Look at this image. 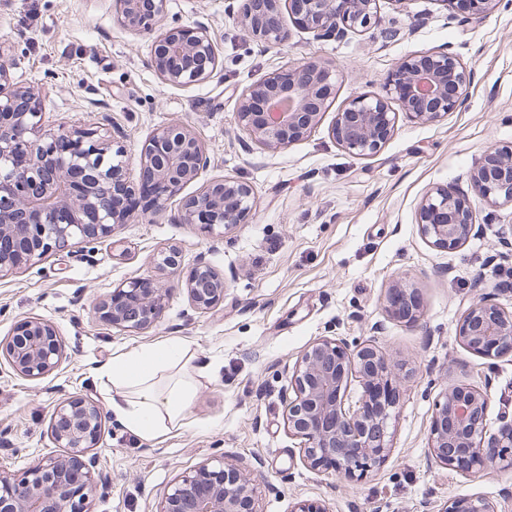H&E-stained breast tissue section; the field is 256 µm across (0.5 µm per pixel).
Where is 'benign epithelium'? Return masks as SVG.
<instances>
[{
	"label": "benign epithelium",
	"mask_w": 512,
	"mask_h": 512,
	"mask_svg": "<svg viewBox=\"0 0 512 512\" xmlns=\"http://www.w3.org/2000/svg\"><path fill=\"white\" fill-rule=\"evenodd\" d=\"M224 13L237 20L248 36L269 46L288 41L283 21L288 10L300 27L317 39L362 32L379 21V0H225ZM467 19H476L495 0H448ZM118 22L136 35L151 37L149 62L163 83L190 87L214 75L219 49L200 23L165 24L167 0H117ZM14 63L0 62V277L51 251L80 247L107 237L112 227L135 216L163 211L185 184L197 180L209 165L202 142L183 122L155 129L139 156L140 176L149 181L151 197L138 214L119 204L133 190L123 177L121 148L97 138L92 128L39 135L42 112L34 94L7 89ZM472 72L450 52L410 54L388 74L382 94H359L336 113L334 141L352 156L379 153L391 136L397 112L434 122L460 110ZM335 74L316 62L279 68L251 84L237 111L242 130L268 148H285L311 132L334 98ZM280 106L282 111L273 108ZM114 154L115 163H106ZM253 190L238 179L207 182L182 203L176 219L213 231L245 224L252 214ZM512 204V145L488 150L470 173V192L444 187L430 190L419 207L420 230L440 250H454L476 235L475 203ZM161 269H181L173 247L157 255ZM185 291L190 303L206 311L224 301V274L204 257L187 269ZM409 295L400 288L390 304L392 314L413 321L418 308L399 304ZM167 289L152 280L119 283L95 304L101 322L138 331L155 325L165 307ZM457 336L469 350L487 358L512 354V312L483 298L472 304L458 325ZM12 368L28 379H40L60 365L63 345L50 320L28 317L12 330L5 346ZM284 415L288 431L300 439L304 463L358 483L379 467L390 448L388 421L400 399V381L388 360L370 344L353 345L341 336H321L298 357L288 378ZM487 393L470 385L448 389L431 421L428 445L432 459L466 476L487 467H512V419L498 437L486 439ZM103 425L102 409L81 395L58 402L51 414L54 444L65 449L19 474L0 470V512H85L91 487L105 483L90 451ZM255 462L206 460L181 475L160 512H257ZM442 512H495L480 495L448 499Z\"/></svg>",
	"instance_id": "benign-epithelium-1"
}]
</instances>
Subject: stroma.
Returning <instances> with one entry per match:
<instances>
[{
  "label": "stroma",
  "mask_w": 512,
  "mask_h": 512,
  "mask_svg": "<svg viewBox=\"0 0 512 512\" xmlns=\"http://www.w3.org/2000/svg\"><path fill=\"white\" fill-rule=\"evenodd\" d=\"M381 22L341 40H314L290 26L287 43L268 47L244 35L224 0H167L170 25L202 23L220 48L216 74L182 88L163 84L148 65L151 40L117 22L116 0H0V59L15 61L14 85L43 103L44 132L96 127L135 159L159 126L180 121L205 143L209 167L187 184L230 177L249 183L248 223L206 231L166 212L113 228L84 248L50 252L0 278V341L29 316L53 321L64 343L57 370L36 380L0 354V469L17 473L56 452L53 407L81 394L104 408L94 451L112 477L86 500L88 512H158L175 479L219 457H257L258 512H292L318 500L329 512H440L448 498L477 494L496 512H512V468L470 478L430 463L428 434L446 388L469 384L489 398L486 430L497 436L512 416V357L468 350L456 328L483 297L512 311V205L476 206L479 235L453 251L422 236L418 210L434 186L464 189L474 163L495 145L512 144V0L485 19L454 17L445 0H379ZM447 50L474 73L464 109L435 122L399 114L380 154L360 158L330 135L337 112L355 94L381 92L393 65L414 52ZM337 72L335 98L311 133L270 150L237 123L244 90L268 72L307 60ZM177 248L183 265L200 255L224 272L227 291L215 308L189 306L177 276L156 268L157 252ZM153 278L168 287L158 323L124 331L101 323L95 301L113 285ZM415 291L416 319L395 317L393 290ZM337 331L375 345L404 379L388 426L390 452L378 469L347 485L307 468L288 430L283 394L297 357ZM176 337L189 344L203 373L189 425L150 444L108 410L111 390L93 377L120 352Z\"/></svg>",
  "instance_id": "stroma-1"
}]
</instances>
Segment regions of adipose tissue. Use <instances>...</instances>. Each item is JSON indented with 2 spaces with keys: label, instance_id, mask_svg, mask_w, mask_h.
Here are the masks:
<instances>
[{
  "label": "adipose tissue",
  "instance_id": "1",
  "mask_svg": "<svg viewBox=\"0 0 512 512\" xmlns=\"http://www.w3.org/2000/svg\"><path fill=\"white\" fill-rule=\"evenodd\" d=\"M193 358L187 345L173 339L115 355L97 378L114 391L112 413L134 435L152 442L188 424L198 389Z\"/></svg>",
  "mask_w": 512,
  "mask_h": 512
}]
</instances>
